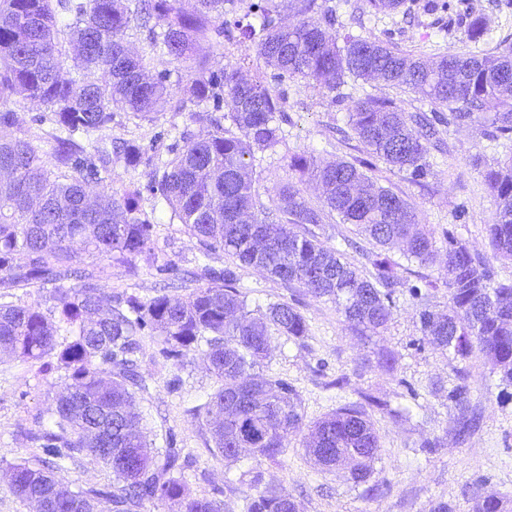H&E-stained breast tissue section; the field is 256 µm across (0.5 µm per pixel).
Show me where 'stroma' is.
Returning <instances> with one entry per match:
<instances>
[{"label": "stroma", "mask_w": 512, "mask_h": 512, "mask_svg": "<svg viewBox=\"0 0 512 512\" xmlns=\"http://www.w3.org/2000/svg\"><path fill=\"white\" fill-rule=\"evenodd\" d=\"M335 7L338 33H351L391 41L414 59L432 61L450 52L469 50L495 53L501 42L512 43V0H404L392 13H373L366 0H317ZM482 16L485 34L479 43L467 42L464 31L471 19ZM125 39L133 49L145 52L152 72L166 73L172 99L152 118L129 112L115 113L105 128L93 132L92 140L108 147L129 141L146 156L166 160L168 150L182 135H198L209 127L205 106L183 101L181 88L197 78L195 69L168 57L151 53L146 29L130 27ZM247 77L268 80L274 94L283 101L278 118L283 141L272 150L257 153L255 190L269 220L278 216L275 193L286 182H295L301 195L319 204L315 181L299 179L289 167L294 154L311 151L322 161H356L365 157L363 145L347 131L349 108L356 98L387 96L401 103L406 112L431 113L434 105L418 93L387 86L379 80H348L339 89L340 101H333L327 89L303 79L277 81L272 69L262 62L246 68ZM21 129L45 153H53L54 116L49 106L31 101L14 103ZM441 149L430 150V173L413 181L408 172L384 162H375L368 174L378 185L391 189L416 210L423 230L441 233L457 227L463 242L478 253L496 282L512 281V261L495 256L488 226L496 216L497 204L484 183V172L503 165L512 155V145L491 141L486 124L450 125L443 129ZM148 167H126L122 158L112 160L111 177L103 186L113 191L136 186L139 206L153 213L158 224L150 251L132 262L116 263L79 253L80 266H94L102 272L101 285L109 292L123 290L143 297L154 296L168 278L162 270L175 266L181 275L199 273L203 258L197 240L180 224L170 223V211L159 205L148 190ZM91 183V190H98ZM388 257L402 263L403 282H415L423 275L437 284L433 306L448 305L446 255L438 253L426 265L405 264L403 251L388 249ZM239 291L250 309H265L273 302L294 303L305 317L307 334L296 340L273 336L260 372L287 379L297 391L305 423H312L349 402L369 393L404 409L395 418L372 411L379 435V452L371 481L382 485L383 495L368 494L366 484L352 480L348 469H323L306 455L303 433L288 438L276 459L248 453L228 462L211 440L205 421L189 415L192 406L203 402L217 386L204 369L197 352H190L183 364L153 362L157 347L153 336L142 340L143 366L153 375L148 394L138 402L149 441L162 445L166 434H174L178 447L195 461L185 477L190 491L211 494L223 488L224 512H243L250 491V475L261 472L267 485L284 487L298 501L300 512H431L440 501L452 512H472L476 495L495 494L512 506V399L504 398L490 363L474 357L458 363L430 344L420 343V303L401 292L386 330L365 338L350 330L334 303L317 300L295 284H285L266 273L242 268ZM391 354L392 365L381 361ZM465 372L470 387L465 408L449 401L447 390ZM178 389H170L171 379ZM68 378L65 372L49 374L38 364L0 360V512H36L32 503L21 501L11 490L10 465L31 459L35 453L28 432L50 422V412ZM476 418L467 433H459L461 414Z\"/></svg>", "instance_id": "1"}]
</instances>
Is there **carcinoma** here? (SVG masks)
<instances>
[{"label":"carcinoma","mask_w":512,"mask_h":512,"mask_svg":"<svg viewBox=\"0 0 512 512\" xmlns=\"http://www.w3.org/2000/svg\"><path fill=\"white\" fill-rule=\"evenodd\" d=\"M226 0H0V102L40 101L54 107L56 125L70 133L97 131L117 111L147 117L170 97L163 74L151 75L144 56L131 51L124 32L134 21L148 29L152 51L205 70L201 45L210 35L238 30L255 42L256 56L279 79L301 78L333 91L344 78L377 77L394 87H408L441 111L430 119L408 115L395 100L367 95L353 101L348 122L368 158L359 164H322L311 153L297 154L289 167L299 177L316 179L322 206L315 207L287 184L277 190L283 221L266 223L257 209L255 152L282 139L276 114L281 98L263 78L245 79L246 58L227 63L220 80L200 77L186 87L192 102L216 98L224 88L232 104L229 118L236 136L221 119L198 138L183 137L169 150L151 183L163 197L170 220L189 227L205 255L221 250L232 265L217 275L209 267L200 278L206 286L181 298L166 294L140 297L103 291L101 271L74 266L77 250L110 261L129 262L150 248L156 224L139 209L140 191L119 194L106 187L89 198L88 183L101 180L112 158L94 162L68 138H56L48 160L18 126L16 112L0 110V352L22 362H40L43 371L63 370L70 383L52 409L54 428L30 435L41 455L10 466L11 488L39 512H140L147 501L170 503L176 512H224L213 488L211 496H193L184 471L192 460L177 447L174 434L165 447L151 446L135 391L148 390L140 369L141 340L160 337L155 357L179 363L191 351L219 387L194 410L210 425L214 447L229 462L244 448L275 459L288 435L303 428L298 393L283 378H251L264 360L273 334L300 339L304 316L286 301L269 304L256 315L236 288L237 270L253 268L284 283H296L317 300L336 304L344 322L362 336L385 329L396 305L399 284L395 264L387 258L359 269L346 253L322 243L299 225L323 223L324 211L337 213L366 243L390 249L406 245L409 262L426 264L438 248L446 251L448 309L430 304L432 281L407 284L420 301L422 338L455 359L478 352L502 385L512 387V283H495L480 270V260L444 229L440 238L418 228L407 200L378 185L362 168L378 159L418 180L428 174L436 125L482 120L488 137L512 142V44L494 54L448 53L434 64L410 62L395 46L377 38L336 36V10L317 0H297L295 24L278 21L275 0L255 4L260 29L236 24L224 30ZM68 30L74 48L73 72H64L58 41ZM343 45H338V42ZM462 102L467 111L442 109ZM492 103L496 111L483 112ZM137 145L123 148L126 166L144 162ZM485 183L497 202L496 222L488 225L496 254L512 260V167L489 170ZM54 286L55 309L14 301L13 290ZM372 407L390 415L388 403L371 395L352 402L310 426L306 451L330 470L353 464L356 483L367 482L379 437L367 414ZM90 456L112 472L99 488H73L65 463ZM246 512H298L287 489L267 485L249 495ZM473 512H506L496 496L479 497Z\"/></svg>","instance_id":"1"}]
</instances>
